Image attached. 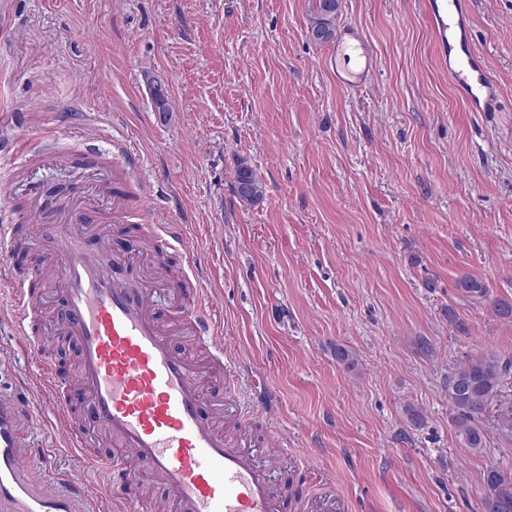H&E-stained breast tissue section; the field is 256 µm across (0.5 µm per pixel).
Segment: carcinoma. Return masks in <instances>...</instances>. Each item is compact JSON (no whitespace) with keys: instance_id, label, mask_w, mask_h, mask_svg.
<instances>
[{"instance_id":"1","label":"carcinoma","mask_w":512,"mask_h":512,"mask_svg":"<svg viewBox=\"0 0 512 512\" xmlns=\"http://www.w3.org/2000/svg\"><path fill=\"white\" fill-rule=\"evenodd\" d=\"M340 8L339 0H316L310 30L319 32L323 42L334 39L335 20ZM235 184L247 183L251 187L248 196H241L247 204L260 203L265 195V185L249 165L240 162L234 174ZM456 288L465 296L484 298L489 288L479 278L464 275L456 282ZM494 315L512 322V300L496 298L492 301ZM512 374V357L504 358L495 352L479 353L448 373L446 391L448 403L455 420L462 430L466 448L481 452L486 437L480 420L488 415L499 433L512 435V405L503 406V381ZM484 494L480 501V512H512V470L490 468L484 475Z\"/></svg>"}]
</instances>
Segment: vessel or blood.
I'll list each match as a JSON object with an SVG mask.
<instances>
[{
	"label": "vessel or blood",
	"instance_id": "vessel-or-blood-1",
	"mask_svg": "<svg viewBox=\"0 0 512 512\" xmlns=\"http://www.w3.org/2000/svg\"><path fill=\"white\" fill-rule=\"evenodd\" d=\"M464 4H427L443 52L454 50L448 31ZM343 40L354 56L339 81L356 89L367 81L372 55L356 28H347ZM452 76L474 111L495 108L497 83L484 62L466 59ZM82 157L94 168L111 165L112 180L98 193L77 187L69 219L107 224L111 233L90 236L83 249L69 231H56L47 247L32 252L30 280L17 284L10 307L26 343L37 346L31 321L43 289H55L57 323L80 348L81 418L72 417L55 368L41 365L40 381L64 438L70 447L87 448V431L93 428L149 464L170 494L155 512H283L285 503L268 469L252 448L225 439L217 427L223 405L205 398L212 372L224 369V345L199 279L178 281L166 264L168 252L185 247L182 225L150 220L142 204L144 190L133 177L137 159L123 143L106 151L85 145ZM25 197V207L15 212L16 223L28 224L51 212V200L40 186H28ZM187 287L196 290L188 304L183 301ZM167 295L176 316L170 323L161 320L157 309L158 299ZM179 335L208 343L209 361L175 353L172 341ZM81 493L76 486L66 498L30 479L16 406L0 403V512H73L72 500Z\"/></svg>",
	"mask_w": 512,
	"mask_h": 512
}]
</instances>
